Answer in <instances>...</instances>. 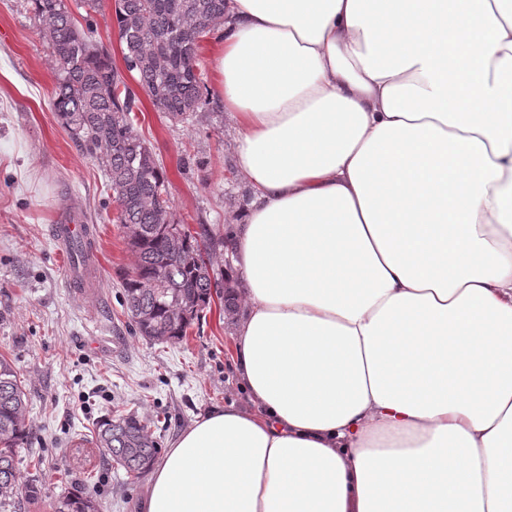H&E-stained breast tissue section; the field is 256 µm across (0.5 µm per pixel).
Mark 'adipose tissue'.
<instances>
[{"instance_id": "1", "label": "adipose tissue", "mask_w": 512, "mask_h": 512, "mask_svg": "<svg viewBox=\"0 0 512 512\" xmlns=\"http://www.w3.org/2000/svg\"><path fill=\"white\" fill-rule=\"evenodd\" d=\"M233 364L146 512H512V0H227Z\"/></svg>"}]
</instances>
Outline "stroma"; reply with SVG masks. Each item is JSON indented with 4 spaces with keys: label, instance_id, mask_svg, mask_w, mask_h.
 <instances>
[{
    "label": "stroma",
    "instance_id": "1",
    "mask_svg": "<svg viewBox=\"0 0 512 512\" xmlns=\"http://www.w3.org/2000/svg\"><path fill=\"white\" fill-rule=\"evenodd\" d=\"M79 26L90 25L129 86L114 25L115 0L87 11L66 0ZM217 34L202 42L208 89L201 112L178 121L139 93L135 127L170 182L175 223L221 233L248 190L234 157V122L221 104L211 58ZM52 50L32 0H0V355L10 360L28 400V434L18 451L21 482L38 479V500L16 512H51L71 484L94 488L102 512H143L147 479L125 472L96 448L97 423L115 413L145 422L160 449L210 410L249 407L232 364L233 318L224 300L209 308L180 342L139 336L124 304L123 280L135 265L104 168L87 155L51 110ZM90 225V266L101 276L65 280L68 247L54 235L70 213Z\"/></svg>",
    "mask_w": 512,
    "mask_h": 512
}]
</instances>
